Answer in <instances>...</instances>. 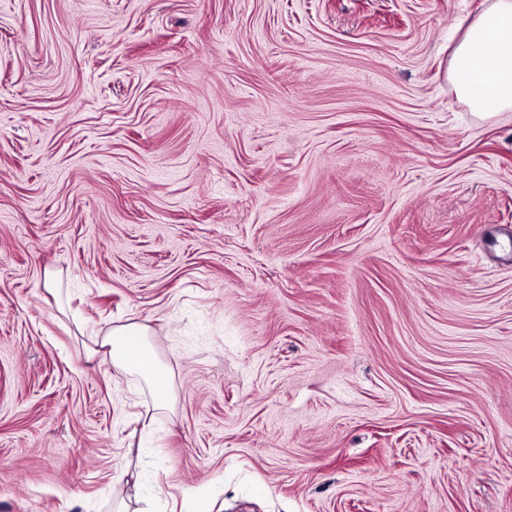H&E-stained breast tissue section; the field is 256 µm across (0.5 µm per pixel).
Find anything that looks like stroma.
<instances>
[{
    "label": "stroma",
    "instance_id": "35a3bbf8",
    "mask_svg": "<svg viewBox=\"0 0 512 512\" xmlns=\"http://www.w3.org/2000/svg\"><path fill=\"white\" fill-rule=\"evenodd\" d=\"M490 2L0 0V512H512ZM450 70L458 97L476 115L512 111L511 0H493L466 26ZM146 329L137 324L124 325L112 330L104 337L100 348L92 349V354H102L109 357L112 364L126 372H135L149 383L161 390L165 386V379L158 369L154 359L147 348Z\"/></svg>",
    "mask_w": 512,
    "mask_h": 512
}]
</instances>
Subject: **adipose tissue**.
Instances as JSON below:
<instances>
[{
	"instance_id": "obj_1",
	"label": "adipose tissue",
	"mask_w": 512,
	"mask_h": 512,
	"mask_svg": "<svg viewBox=\"0 0 512 512\" xmlns=\"http://www.w3.org/2000/svg\"><path fill=\"white\" fill-rule=\"evenodd\" d=\"M459 98L481 117L512 111V0H493L470 22L456 44L450 63ZM136 324L112 330L102 340L113 365L134 372L156 388L165 379Z\"/></svg>"
}]
</instances>
